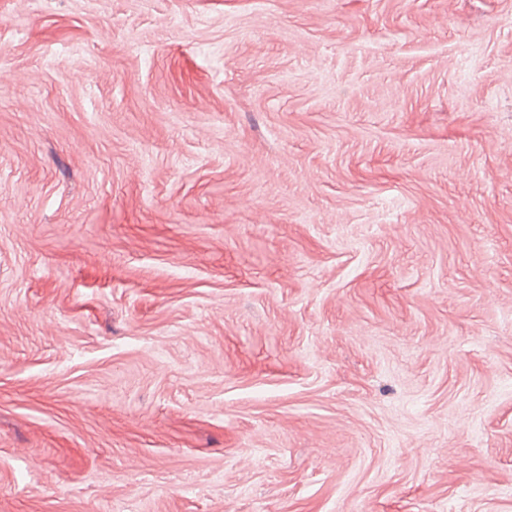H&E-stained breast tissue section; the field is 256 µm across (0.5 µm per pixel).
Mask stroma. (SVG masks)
Returning <instances> with one entry per match:
<instances>
[{
	"instance_id": "obj_1",
	"label": "stroma",
	"mask_w": 512,
	"mask_h": 512,
	"mask_svg": "<svg viewBox=\"0 0 512 512\" xmlns=\"http://www.w3.org/2000/svg\"><path fill=\"white\" fill-rule=\"evenodd\" d=\"M0 512H512V0H0Z\"/></svg>"
}]
</instances>
